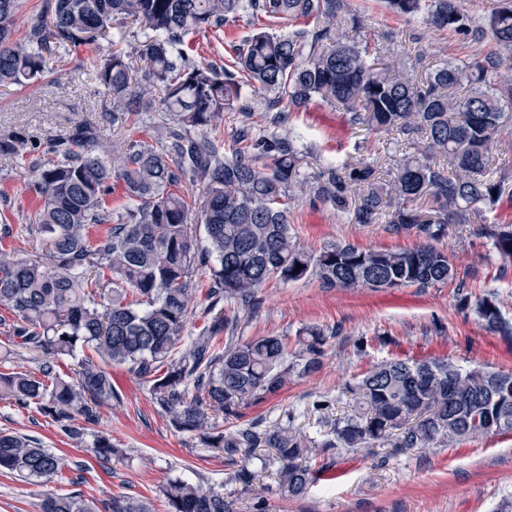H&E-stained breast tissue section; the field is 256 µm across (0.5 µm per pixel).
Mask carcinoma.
<instances>
[{"mask_svg":"<svg viewBox=\"0 0 512 512\" xmlns=\"http://www.w3.org/2000/svg\"><path fill=\"white\" fill-rule=\"evenodd\" d=\"M393 13L435 31L472 28L490 34L501 55L472 65L449 62L425 79L380 66L370 46L345 38L344 0H45L41 15L20 40L15 33L18 0H0V87L20 85L49 71L50 58L64 49L86 51L83 69L110 96L115 111L139 115L162 105L168 122L151 141L134 140L120 166L112 168L95 130L74 127L68 139L42 151L37 168L38 205L26 217L28 233L44 246L42 257L0 248V309L15 313L13 343L57 358L84 355L76 378L67 380L49 361L42 378L0 372V399L21 409L35 407L71 436L75 416L88 424L116 397L102 364H127L152 383L157 402L172 425L197 432L210 448L234 459L256 446L249 428L224 432L210 412L227 415L263 395L274 394L294 371L316 370L327 333L302 331V363H288L280 336L236 338L237 316L219 314L209 329L174 356L189 320V303L207 266L206 297L215 307L232 298L258 303L271 279L293 282L308 276L324 288H432L456 279L448 254L434 242L455 224H471L491 239L498 256L512 263V224H489L487 214L512 200V181L499 173L491 151L512 130V0H502L472 25L459 0H385ZM246 13L286 19L292 30L257 32L234 46L233 68L199 63L182 45L190 33L220 31ZM152 35L137 53L146 64L134 77L122 26L128 18ZM107 41L102 50L101 41ZM263 96L285 120L280 105L297 112L313 99L341 108L352 126L395 132L423 148L403 156L389 183L364 161L325 163L312 181L298 162L304 146L288 132L264 145L252 131L237 136L241 147L224 154L216 135L226 111L244 110L242 86ZM272 154L258 165L255 150ZM38 145L21 134L0 138V157L25 161ZM200 185V210L181 190L186 179ZM124 186V214L112 221V181ZM307 188L336 211H352L356 224L386 219L394 233L411 231L419 244L409 249H361L342 241L318 253L304 250L291 232V189ZM359 203L350 206L352 197ZM204 225L199 243L196 224ZM106 231L93 246L96 226ZM217 265L208 266L210 260ZM302 268H297V265ZM460 304L484 327L512 336L492 296ZM227 337H222V334ZM354 412L338 422L326 448H367L398 433L399 452L447 446L457 441L512 432V373L484 367L464 370L453 362L392 358L347 387ZM286 423L265 433L276 451L282 489L291 497L307 492L308 466L297 463L304 437ZM97 458L118 454L106 436L97 437ZM65 460L35 439L0 431V473L51 484L63 476ZM169 512H231L224 490L202 489L175 479L163 489ZM40 512H151L144 500L110 502L80 495L46 496Z\"/></svg>","mask_w":512,"mask_h":512,"instance_id":"1","label":"carcinoma"}]
</instances>
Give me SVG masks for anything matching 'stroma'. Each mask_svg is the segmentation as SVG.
<instances>
[{
  "label": "stroma",
  "mask_w": 512,
  "mask_h": 512,
  "mask_svg": "<svg viewBox=\"0 0 512 512\" xmlns=\"http://www.w3.org/2000/svg\"><path fill=\"white\" fill-rule=\"evenodd\" d=\"M359 26L344 23L350 39L378 47L382 62L423 78L448 61L468 62L496 55L491 37L481 38L454 30L428 32L416 21L391 13L383 0H346ZM223 37L212 33L187 35L188 47L207 60L227 63L231 42L254 31L246 19L227 23ZM83 50L59 52L53 57L52 75L27 81L25 87L0 93V137L22 132L35 141L67 138L72 129L87 123L99 142L113 153L125 152L130 141L148 139L162 117L159 109L141 113L138 125L112 109L111 97L82 71ZM242 96L252 109L225 113L218 123L225 145H232L241 126L255 136L267 137L276 128L269 122L263 99L250 87ZM288 124L301 132L310 147L299 166L303 176L321 164L372 162L387 172L405 152L395 135L348 126L344 112L317 103L289 113ZM35 173L30 165L0 159V188L8 198L0 201V217L11 235L6 246L32 254L40 244L29 237L25 216L38 198L32 189ZM289 222L305 249L349 241L361 248L414 247L411 233L396 234L386 223L361 225L303 195L289 205ZM437 246L448 253L472 298L497 296L504 316L512 320V264L506 265L491 241L476 236L468 224L452 225ZM255 312L225 300L224 313H236L242 338L284 337L289 358L301 351L298 332L317 325L329 330L321 367L308 375H290L278 392L263 396L238 413L226 417L225 431L252 429L264 435L294 413L295 427L306 435L302 460L311 465L315 480L301 497L290 498L278 488V468L262 465L273 449H249L254 477L249 484L234 480L235 467L223 452L207 447L199 433L174 428L169 414L156 402L149 383L125 365H108L115 400L101 407L97 424L85 425L82 440L70 439L48 416L0 400V429L39 440L62 455L68 466L64 478L41 486L18 476L0 473V512H40L47 494H79L110 501L131 497L149 501L152 512H168L163 486L182 479L204 487H223L233 512H495L498 502L512 496V434L466 439L453 446L425 452L396 451L392 440L371 448H328L324 442L339 419L349 415L353 402L344 393L346 382L389 358H447L461 368L483 366L512 372V336L484 329L472 312L462 310L455 285L425 290L409 287L384 290L325 289L317 279L296 282L270 280L258 291ZM16 318L0 312V372L27 371L39 375L43 354L13 346L11 325ZM108 436L120 453L111 461L98 459L93 446ZM81 464L80 475L71 467Z\"/></svg>",
  "instance_id": "stroma-1"
}]
</instances>
